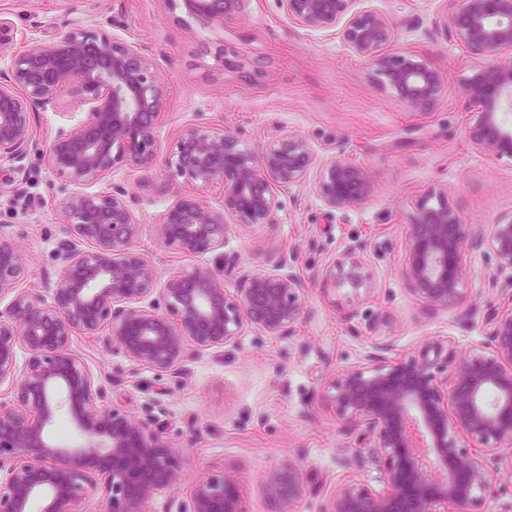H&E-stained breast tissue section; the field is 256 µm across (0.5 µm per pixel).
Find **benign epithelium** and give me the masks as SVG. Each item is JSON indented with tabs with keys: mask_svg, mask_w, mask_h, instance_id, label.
<instances>
[{
	"mask_svg": "<svg viewBox=\"0 0 512 512\" xmlns=\"http://www.w3.org/2000/svg\"><path fill=\"white\" fill-rule=\"evenodd\" d=\"M203 27L243 15L251 0H181ZM357 0H281L288 19L328 32L382 73L410 108H428L442 90L438 72L385 46L396 22L382 10L354 9ZM445 22L458 41L481 57L464 94L476 107L468 135L481 154L512 157V0H451ZM67 96L86 109L78 123L47 140L44 158L72 191L63 206L69 236L57 258L60 274L44 292L20 287L24 272L13 243L0 236V512H29L44 494L42 512H82L100 495L101 512H148L155 494L178 483L182 449L152 419L133 420L112 402V389L71 349L80 333L120 345L130 362L159 374L184 367L187 345L198 351L234 346L248 329L268 336L291 331L304 313L305 282L295 254L280 252L271 268L241 270V288H224V241L234 224L264 225L278 208L277 192L313 181L330 211L353 209L370 191L367 170L338 154L318 159L290 133L255 155L237 136L206 123L178 134L175 151L156 141L164 105L152 54L91 25L63 26L48 44L12 51L0 79V165L24 170L35 135L31 113L55 108ZM123 164L140 172L158 167L181 179L162 220L160 239L189 256L217 253L215 267L172 272L164 287L158 263L139 249L142 224L120 187L89 193ZM218 186L224 204H207L198 191ZM401 276L412 294L432 306L465 302L461 284L467 246L484 247L495 261L488 282L502 296L486 314L487 342L444 371L451 341L421 357L373 353L365 365L344 366L323 382L322 398L355 446L342 448L346 470L380 467L382 488L352 478L336 483L323 512H470L495 498L499 474L512 471V219L474 227L446 206H422L408 225ZM365 265L354 251L327 263L319 278L353 285ZM29 354L18 371V351ZM495 394L486 403L485 393ZM65 395L82 442H50L55 395ZM479 448L481 453L470 449ZM264 493L295 512L307 492L304 468L288 461L270 471ZM183 512H247L231 473L196 483Z\"/></svg>",
	"mask_w": 512,
	"mask_h": 512,
	"instance_id": "benign-epithelium-1",
	"label": "benign epithelium"
}]
</instances>
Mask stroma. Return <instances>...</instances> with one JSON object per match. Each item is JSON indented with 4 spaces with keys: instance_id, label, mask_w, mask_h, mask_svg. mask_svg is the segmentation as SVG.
Here are the masks:
<instances>
[{
    "instance_id": "obj_1",
    "label": "stroma",
    "mask_w": 512,
    "mask_h": 512,
    "mask_svg": "<svg viewBox=\"0 0 512 512\" xmlns=\"http://www.w3.org/2000/svg\"><path fill=\"white\" fill-rule=\"evenodd\" d=\"M179 2L76 0L66 12L60 0H0V15L11 19L18 44L49 41L65 23L88 26L115 16L113 38L154 54L166 91L156 131L162 153L175 149L179 129L191 122L231 130L250 151L289 132L317 157L341 153L365 167L371 191L359 207L330 213L312 186L283 190L272 223L234 226L224 245L228 263L259 272L277 253L294 250L307 290L304 315L291 332L246 330L236 346L192 356L181 373L164 376L132 364L115 345L77 335L72 348L88 371L111 380L114 402L134 418L166 424L168 439L184 451L180 483L158 491L150 512H178L194 484L227 470L251 512H279L262 481L290 460L308 475L297 512H320L346 474L338 451L353 444L320 400L322 377L363 361L378 345L416 356L427 343L449 339L462 356L483 342L481 319L499 302L485 286L493 269L485 249L469 252L466 305L429 307L401 277L405 234L423 204L446 205L476 226L512 217V158L486 157L467 137L473 113L463 89L480 57L458 45L440 0H372L397 24L387 53L416 56L442 78L440 96L425 111L407 107L338 38L289 22L280 0H252L246 14L208 28L191 22ZM79 119L66 97L33 113L36 144L24 172L0 167V235L16 248L27 288L44 289L60 272L70 189L47 167L42 148ZM110 182L125 190L143 226L139 246L160 258L161 273L213 265L214 255L188 256L157 238L155 226L171 200L164 169L120 165ZM349 249L362 253L365 280L326 289L320 271Z\"/></svg>"
}]
</instances>
